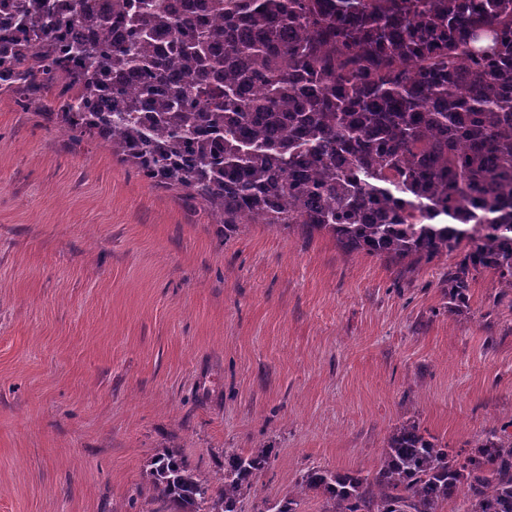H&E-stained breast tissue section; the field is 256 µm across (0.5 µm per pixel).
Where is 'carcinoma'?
Instances as JSON below:
<instances>
[{
    "label": "carcinoma",
    "instance_id": "obj_1",
    "mask_svg": "<svg viewBox=\"0 0 512 512\" xmlns=\"http://www.w3.org/2000/svg\"><path fill=\"white\" fill-rule=\"evenodd\" d=\"M0 93L52 98L58 123L227 229L461 252L458 306L483 270L512 289V0H0ZM272 458L226 450L216 483L164 448L145 485L167 512H245ZM297 490L323 512H512V432L462 455L404 422L373 472L312 469Z\"/></svg>",
    "mask_w": 512,
    "mask_h": 512
}]
</instances>
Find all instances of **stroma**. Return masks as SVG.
Returning <instances> with one entry per match:
<instances>
[{
  "label": "stroma",
  "instance_id": "1",
  "mask_svg": "<svg viewBox=\"0 0 512 512\" xmlns=\"http://www.w3.org/2000/svg\"><path fill=\"white\" fill-rule=\"evenodd\" d=\"M457 260L226 231L0 95V512H161L139 494L160 448L215 480L266 444L271 500L372 472L409 420L469 452L512 420V291L486 271L454 309Z\"/></svg>",
  "mask_w": 512,
  "mask_h": 512
}]
</instances>
